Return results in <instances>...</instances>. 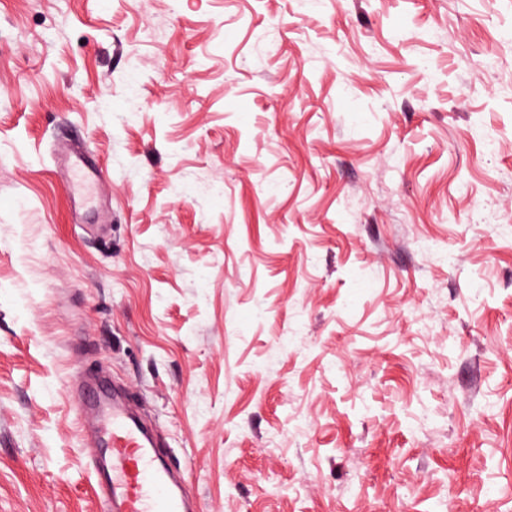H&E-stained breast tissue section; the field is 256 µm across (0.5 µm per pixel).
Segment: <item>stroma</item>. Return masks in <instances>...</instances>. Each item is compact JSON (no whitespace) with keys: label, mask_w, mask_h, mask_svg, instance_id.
I'll return each mask as SVG.
<instances>
[{"label":"stroma","mask_w":512,"mask_h":512,"mask_svg":"<svg viewBox=\"0 0 512 512\" xmlns=\"http://www.w3.org/2000/svg\"><path fill=\"white\" fill-rule=\"evenodd\" d=\"M509 26L0 0V512H105L102 373L198 512H512Z\"/></svg>","instance_id":"stroma-1"}]
</instances>
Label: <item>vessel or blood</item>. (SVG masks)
Masks as SVG:
<instances>
[{
  "mask_svg": "<svg viewBox=\"0 0 512 512\" xmlns=\"http://www.w3.org/2000/svg\"><path fill=\"white\" fill-rule=\"evenodd\" d=\"M93 453L105 463L98 488L109 512H188L170 463L127 397L100 402Z\"/></svg>",
  "mask_w": 512,
  "mask_h": 512,
  "instance_id": "1",
  "label": "vessel or blood"
}]
</instances>
